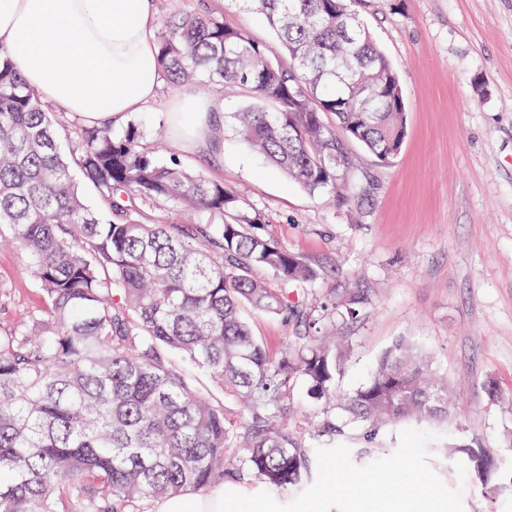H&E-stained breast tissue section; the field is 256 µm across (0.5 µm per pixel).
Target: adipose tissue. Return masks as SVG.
I'll use <instances>...</instances> for the list:
<instances>
[{"label": "adipose tissue", "mask_w": 512, "mask_h": 512, "mask_svg": "<svg viewBox=\"0 0 512 512\" xmlns=\"http://www.w3.org/2000/svg\"><path fill=\"white\" fill-rule=\"evenodd\" d=\"M152 0H0V50L43 101L82 117L113 124L154 102L160 69ZM80 46L60 50L65 32ZM175 110L193 113L195 149L224 145L218 101L186 96Z\"/></svg>", "instance_id": "ef3b65f1"}]
</instances>
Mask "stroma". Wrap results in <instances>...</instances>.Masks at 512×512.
I'll list each match as a JSON object with an SVG mask.
<instances>
[{
  "label": "stroma",
  "mask_w": 512,
  "mask_h": 512,
  "mask_svg": "<svg viewBox=\"0 0 512 512\" xmlns=\"http://www.w3.org/2000/svg\"><path fill=\"white\" fill-rule=\"evenodd\" d=\"M158 15L208 5L225 21L287 55L263 17L229 0H156ZM364 20L396 69L407 103L400 153L381 163L352 151L374 178L373 192L349 209L310 195L224 130L220 154L183 144L170 120L178 92L162 82L137 118L164 128L161 156L237 191L259 212L263 232L318 272L308 307L336 305L328 331L347 347L338 393L365 385L399 339L433 352L454 389L447 420L367 427L337 418L352 449L335 486L313 474L283 496L288 512H351L352 494L373 506L410 493L408 477L436 494L444 512H512V496L486 498L448 457L449 442L498 449L512 432V0H375ZM357 303V318L343 309ZM45 303L20 252L0 248V324L42 315Z\"/></svg>",
  "instance_id": "stroma-1"
}]
</instances>
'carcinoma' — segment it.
I'll return each instance as SVG.
<instances>
[{"instance_id": "obj_1", "label": "carcinoma", "mask_w": 512, "mask_h": 512, "mask_svg": "<svg viewBox=\"0 0 512 512\" xmlns=\"http://www.w3.org/2000/svg\"><path fill=\"white\" fill-rule=\"evenodd\" d=\"M230 2L264 16L288 62L203 7L162 19V73L193 93L241 91L253 106L230 119L253 151L314 195L359 203L370 182L350 144L388 162L407 125L398 74L363 19L373 0ZM59 130L0 51V238L46 303L43 316L0 326V512H146L224 482L234 461L297 489L309 449L282 420L300 384L326 412L316 437L336 431L337 409L373 427L448 413V378L408 339L364 386L336 393L345 347L310 335L334 312L294 294L317 272L267 238L233 190L160 161L140 122L80 126L69 149ZM160 203L199 219L156 224L145 208ZM247 308L286 317L295 335L270 351ZM170 352L244 416L195 390ZM448 453L484 493L512 488V463L491 449Z\"/></svg>"}]
</instances>
